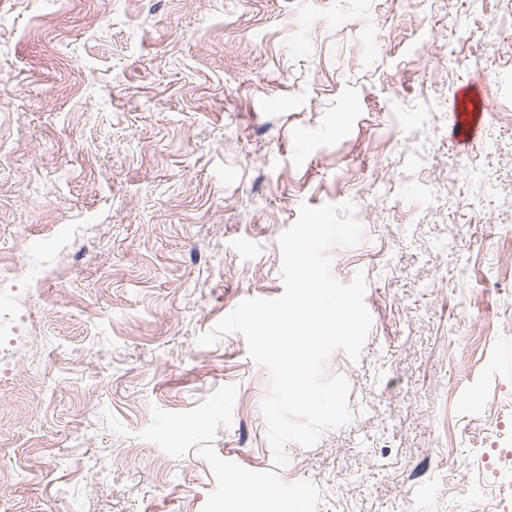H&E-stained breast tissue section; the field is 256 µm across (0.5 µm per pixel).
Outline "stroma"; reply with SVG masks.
<instances>
[{"mask_svg": "<svg viewBox=\"0 0 512 512\" xmlns=\"http://www.w3.org/2000/svg\"><path fill=\"white\" fill-rule=\"evenodd\" d=\"M347 200L353 419L280 469L267 371L198 339ZM1 313L0 512H512V0H0ZM452 124L460 131L464 132L469 141H475L483 138V114L462 112L455 109L449 115Z\"/></svg>", "mask_w": 512, "mask_h": 512, "instance_id": "stroma-1", "label": "stroma"}]
</instances>
